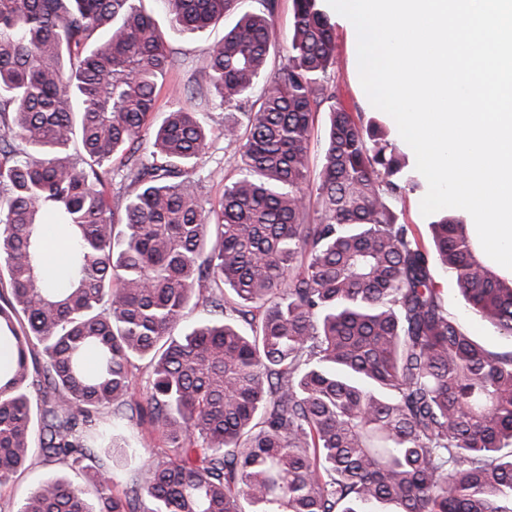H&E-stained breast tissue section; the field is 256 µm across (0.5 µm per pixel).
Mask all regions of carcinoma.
I'll use <instances>...</instances> for the list:
<instances>
[{"label":"carcinoma","instance_id":"carcinoma-1","mask_svg":"<svg viewBox=\"0 0 512 512\" xmlns=\"http://www.w3.org/2000/svg\"><path fill=\"white\" fill-rule=\"evenodd\" d=\"M163 2L172 30L195 31L237 0ZM317 2L293 0L288 51L253 101L276 0L208 49L204 85L136 0H0V339L17 353L0 370V488L36 422L39 455L95 488L49 479L17 512H512V353L464 331L433 268L510 336L512 275L451 209L430 248L401 221L419 184L385 128L338 99ZM175 68L183 93L140 155ZM210 105L239 112L224 141L243 171L207 208ZM191 305L209 317L179 332ZM104 410L170 448L123 490L88 446ZM326 106L316 112L313 123L312 139L310 145L309 164L311 169V178H315L321 168L323 158V140L326 130Z\"/></svg>","mask_w":512,"mask_h":512}]
</instances>
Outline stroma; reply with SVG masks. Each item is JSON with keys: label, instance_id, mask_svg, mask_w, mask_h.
Here are the masks:
<instances>
[{"label": "stroma", "instance_id": "obj_1", "mask_svg": "<svg viewBox=\"0 0 512 512\" xmlns=\"http://www.w3.org/2000/svg\"><path fill=\"white\" fill-rule=\"evenodd\" d=\"M141 4L160 28L166 30L171 47L179 52L186 65L201 74L205 71V57L210 45L221 39L240 15L257 11L260 0H238L234 13L226 15L224 20L216 25L194 32L170 30L168 18L158 0H141ZM335 33L340 51L338 70L343 102L349 111L374 116L377 113L376 108L371 105L364 90L353 77L351 51L343 21H336ZM199 118L208 131L205 166L215 172L213 179L207 182L204 193L206 199L215 202L223 196L225 182L239 176L241 160L239 154L227 149L224 144L223 110L217 108L205 111L200 113ZM434 278L449 313L472 336L488 350L499 353L512 352V338L503 335L495 326L480 321L469 308L454 280L439 269L435 270ZM106 427L109 434L125 442L126 451L121 454L101 446L95 450L96 461L113 473L119 486L129 485L139 478L142 462L148 452L160 454L165 450L157 433L152 432L148 424L110 418L106 421ZM66 473L67 470L62 465L45 463L41 458H34L27 470L18 473L13 481L0 488V512H15L18 502L33 490L38 482Z\"/></svg>", "mask_w": 512, "mask_h": 512}]
</instances>
